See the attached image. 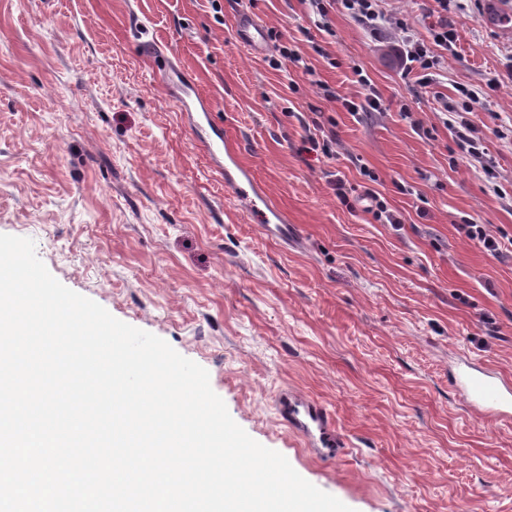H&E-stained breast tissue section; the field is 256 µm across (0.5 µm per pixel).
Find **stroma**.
Here are the masks:
<instances>
[{
  "label": "stroma",
  "mask_w": 512,
  "mask_h": 512,
  "mask_svg": "<svg viewBox=\"0 0 512 512\" xmlns=\"http://www.w3.org/2000/svg\"><path fill=\"white\" fill-rule=\"evenodd\" d=\"M0 0V234L32 239L49 272L205 368L254 440L353 512H512V425L455 391L461 359L512 379V0H385L365 29L307 0ZM299 51L335 90L272 70L235 37L240 13ZM455 40L429 86L386 52L396 20ZM165 53L194 82L240 160L303 237L283 249L243 214L153 77ZM370 85L362 87L358 75ZM478 90V163L445 108ZM378 95L351 115L341 99ZM332 123L330 156L303 120ZM376 177L368 182L362 169ZM371 184L400 225L349 209L331 185ZM333 412L344 455L283 426V388ZM458 229L463 231L469 240L477 242L492 255L502 254L503 248H505V243L503 244L499 238L492 234L485 224H462Z\"/></svg>",
  "instance_id": "obj_1"
}]
</instances>
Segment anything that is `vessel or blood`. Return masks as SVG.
Returning <instances> with one entry per match:
<instances>
[{
    "label": "vessel or blood",
    "mask_w": 512,
    "mask_h": 512,
    "mask_svg": "<svg viewBox=\"0 0 512 512\" xmlns=\"http://www.w3.org/2000/svg\"><path fill=\"white\" fill-rule=\"evenodd\" d=\"M236 39L247 50L260 52L265 45V27L250 14H240ZM171 100L211 168L223 178L225 187L250 212L257 214L262 233L283 243L298 241L297 230L289 224L286 213L269 201L252 169L241 163L226 135L213 122L209 102L197 86L176 85ZM455 386L474 411L498 423H512V381L466 368ZM275 410L280 421L291 432L302 436L317 457L329 459L343 455L345 442L336 430L335 418L320 402L286 389L278 393Z\"/></svg>",
    "instance_id": "obj_1"
}]
</instances>
